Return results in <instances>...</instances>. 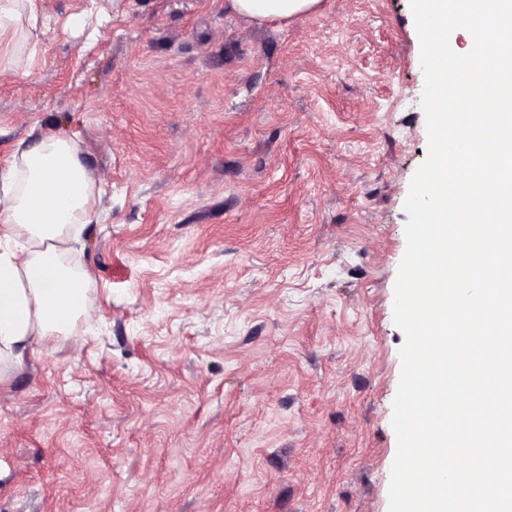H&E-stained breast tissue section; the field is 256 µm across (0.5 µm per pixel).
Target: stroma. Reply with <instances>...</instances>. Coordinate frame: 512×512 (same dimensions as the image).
Instances as JSON below:
<instances>
[{"label":"stroma","instance_id":"35a3bbf8","mask_svg":"<svg viewBox=\"0 0 512 512\" xmlns=\"http://www.w3.org/2000/svg\"><path fill=\"white\" fill-rule=\"evenodd\" d=\"M25 47L0 162L80 137L98 316L0 385V512H388L410 0H39ZM320 0H228L238 15L257 22L288 21L317 8Z\"/></svg>","mask_w":512,"mask_h":512}]
</instances>
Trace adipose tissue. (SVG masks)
<instances>
[{
    "instance_id": "adipose-tissue-1",
    "label": "adipose tissue",
    "mask_w": 512,
    "mask_h": 512,
    "mask_svg": "<svg viewBox=\"0 0 512 512\" xmlns=\"http://www.w3.org/2000/svg\"><path fill=\"white\" fill-rule=\"evenodd\" d=\"M238 15L257 22L285 21L317 8L320 0H228ZM36 0H0V75H28L23 24ZM100 189L77 139L50 131L19 141L0 166V384L27 355L70 336L91 319L93 276L71 256L95 220Z\"/></svg>"
}]
</instances>
